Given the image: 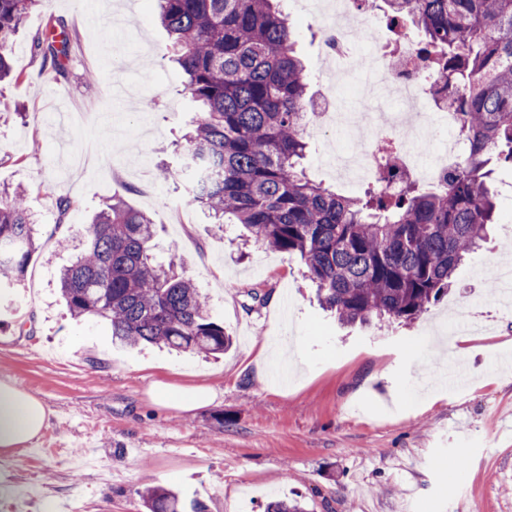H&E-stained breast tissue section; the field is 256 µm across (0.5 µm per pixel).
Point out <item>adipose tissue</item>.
Wrapping results in <instances>:
<instances>
[{
  "mask_svg": "<svg viewBox=\"0 0 512 512\" xmlns=\"http://www.w3.org/2000/svg\"><path fill=\"white\" fill-rule=\"evenodd\" d=\"M48 407L10 380H0V454L37 439L47 426Z\"/></svg>",
  "mask_w": 512,
  "mask_h": 512,
  "instance_id": "obj_1",
  "label": "adipose tissue"
}]
</instances>
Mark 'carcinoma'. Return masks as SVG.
Masks as SVG:
<instances>
[{
    "label": "carcinoma",
    "instance_id": "obj_1",
    "mask_svg": "<svg viewBox=\"0 0 512 512\" xmlns=\"http://www.w3.org/2000/svg\"><path fill=\"white\" fill-rule=\"evenodd\" d=\"M34 0H0V79L10 76L15 36ZM175 63L198 104L185 164L162 177L185 184V201L222 229L297 254L321 305L346 323L410 322L448 294L465 256L498 223L494 174L512 168V0H383L388 29L423 34L436 101L456 111L465 147L435 190L406 180L343 196L301 167L309 77L280 0H158ZM26 190L0 194V284H21L35 252ZM155 227L114 197L85 229L80 255L59 278L75 320L107 323L129 347L167 346L218 356L232 344L189 277L156 262ZM147 512L186 509L163 487L139 493ZM266 512H307L300 499Z\"/></svg>",
    "mask_w": 512,
    "mask_h": 512
}]
</instances>
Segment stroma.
Instances as JSON below:
<instances>
[{
    "mask_svg": "<svg viewBox=\"0 0 512 512\" xmlns=\"http://www.w3.org/2000/svg\"><path fill=\"white\" fill-rule=\"evenodd\" d=\"M322 100L332 62L319 15L282 0ZM124 17L117 44L89 25ZM155 0H37L0 84V187L23 186L37 250L24 280L0 288V379L40 398L48 425L28 447L0 455L16 512H143L147 486L179 491L206 512H265L302 499L309 512H512V307L480 268L512 255V169L495 174L499 222L456 270L445 300L409 325H343L318 304L298 255L230 240L183 201L160 170L182 162L194 103L168 57ZM67 39L61 71L31 51L47 21ZM140 58L136 95L112 96L115 51ZM309 179L343 195L360 187L327 160L346 133L307 128ZM123 198L151 218L154 252L177 250L233 344L217 359L113 344L101 322L71 318L57 289L103 202ZM73 203L59 219L57 203ZM269 295L258 310L246 293ZM473 305L489 335L448 337L449 303ZM268 346L266 377L256 374ZM208 385L207 408L180 413L149 391Z\"/></svg>",
    "mask_w": 512,
    "mask_h": 512,
    "instance_id": "35a3bbf8",
    "label": "stroma"
}]
</instances>
